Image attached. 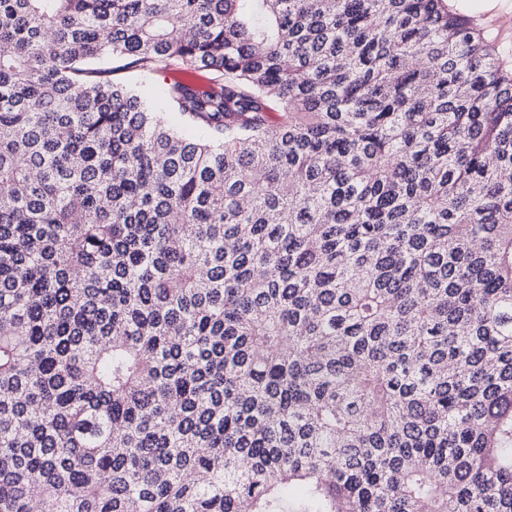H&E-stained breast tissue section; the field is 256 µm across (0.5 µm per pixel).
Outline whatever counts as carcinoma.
<instances>
[{
    "instance_id": "cac0c4a2",
    "label": "carcinoma",
    "mask_w": 512,
    "mask_h": 512,
    "mask_svg": "<svg viewBox=\"0 0 512 512\" xmlns=\"http://www.w3.org/2000/svg\"><path fill=\"white\" fill-rule=\"evenodd\" d=\"M482 15L0 0V512H512ZM124 76L131 83H138L144 81L143 85L145 86L146 92L148 94L149 100L157 112H163L165 117L177 127L183 129L184 123L183 120L175 114L174 111L168 102L167 98V87L171 81V76L166 77L164 79L163 76L157 75L154 77L142 78L138 73H123Z\"/></svg>"
}]
</instances>
